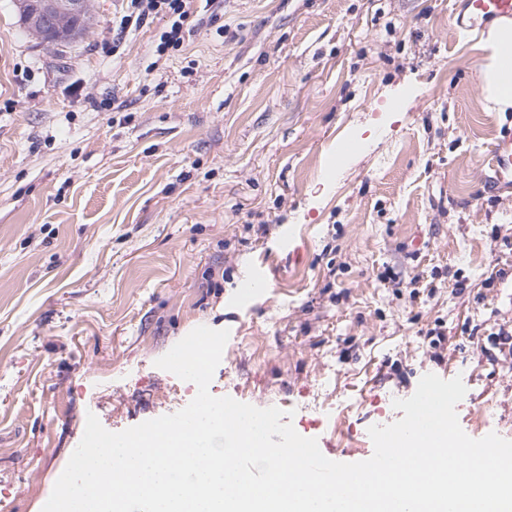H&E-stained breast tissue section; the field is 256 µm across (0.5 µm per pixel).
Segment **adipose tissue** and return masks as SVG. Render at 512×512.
Here are the masks:
<instances>
[{"instance_id":"1","label":"adipose tissue","mask_w":512,"mask_h":512,"mask_svg":"<svg viewBox=\"0 0 512 512\" xmlns=\"http://www.w3.org/2000/svg\"><path fill=\"white\" fill-rule=\"evenodd\" d=\"M483 47L488 56L480 71L481 86L497 111H507L512 107V24H492Z\"/></svg>"}]
</instances>
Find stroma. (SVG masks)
Segmentation results:
<instances>
[{
	"label": "stroma",
	"instance_id": "1",
	"mask_svg": "<svg viewBox=\"0 0 512 512\" xmlns=\"http://www.w3.org/2000/svg\"><path fill=\"white\" fill-rule=\"evenodd\" d=\"M122 8L50 46L0 0V512H42L88 414L184 408L155 362L199 326L230 332L212 395L344 462L427 373L512 440V186L479 179L512 111L462 0H224L161 57L162 17L113 45Z\"/></svg>",
	"mask_w": 512,
	"mask_h": 512
}]
</instances>
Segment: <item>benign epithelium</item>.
I'll list each match as a JSON object with an SVG mask.
<instances>
[{
	"mask_svg": "<svg viewBox=\"0 0 512 512\" xmlns=\"http://www.w3.org/2000/svg\"><path fill=\"white\" fill-rule=\"evenodd\" d=\"M17 8L28 31L40 40L48 29L63 30L74 18L86 29L93 20L91 0H17Z\"/></svg>",
	"mask_w": 512,
	"mask_h": 512,
	"instance_id": "7a95c632",
	"label": "benign epithelium"
}]
</instances>
